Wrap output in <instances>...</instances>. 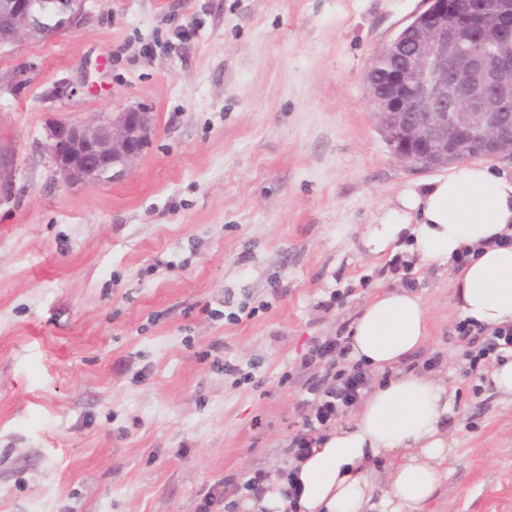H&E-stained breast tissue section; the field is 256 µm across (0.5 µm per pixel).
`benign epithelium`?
<instances>
[{"instance_id":"obj_1","label":"benign epithelium","mask_w":512,"mask_h":512,"mask_svg":"<svg viewBox=\"0 0 512 512\" xmlns=\"http://www.w3.org/2000/svg\"><path fill=\"white\" fill-rule=\"evenodd\" d=\"M35 0H0L13 19V36L1 48L49 39L82 18L71 0L46 24ZM414 38H394L373 59L398 58L367 82L378 126L393 154L426 169L481 157L512 161L506 118L512 112V0H425ZM152 132L139 107L95 112L80 121L58 120L46 129V150L64 182H108L137 160ZM16 161L0 144V204L15 196Z\"/></svg>"}]
</instances>
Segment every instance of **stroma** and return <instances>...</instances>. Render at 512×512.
I'll return each instance as SVG.
<instances>
[{
  "mask_svg": "<svg viewBox=\"0 0 512 512\" xmlns=\"http://www.w3.org/2000/svg\"><path fill=\"white\" fill-rule=\"evenodd\" d=\"M422 7L86 0L0 50V512H200L227 475L279 474L310 349L408 278L463 410L427 512H512V403L464 374L450 275L361 245L436 176L395 157L366 90ZM131 107L155 127L120 180L55 174L48 123ZM15 155L9 146L0 142V204L9 203L15 196Z\"/></svg>",
  "mask_w": 512,
  "mask_h": 512,
  "instance_id": "35a3bbf8",
  "label": "stroma"
}]
</instances>
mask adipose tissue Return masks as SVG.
<instances>
[{"label": "adipose tissue", "mask_w": 512, "mask_h": 512, "mask_svg": "<svg viewBox=\"0 0 512 512\" xmlns=\"http://www.w3.org/2000/svg\"><path fill=\"white\" fill-rule=\"evenodd\" d=\"M512 172L479 163L406 187L380 223L369 253H405L414 267L452 274L455 310L493 331L512 323ZM467 255L464 266L456 257ZM349 359L380 375L354 417L322 434L301 460L283 465L261 498L237 512H423L448 479L461 409L446 378L414 368L429 343L428 311L414 291L394 288L364 304L346 333ZM296 484L288 503L283 492Z\"/></svg>", "instance_id": "ef3b65f1"}]
</instances>
